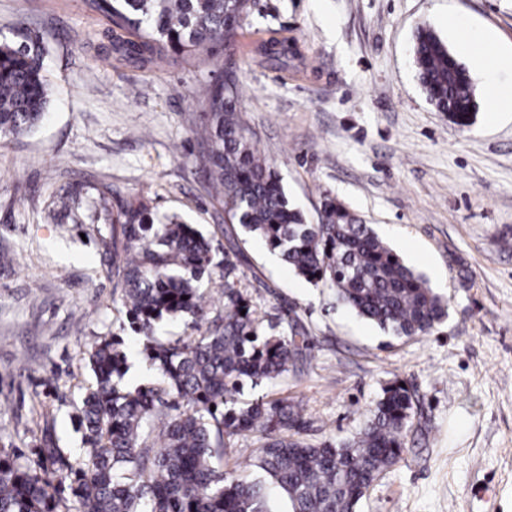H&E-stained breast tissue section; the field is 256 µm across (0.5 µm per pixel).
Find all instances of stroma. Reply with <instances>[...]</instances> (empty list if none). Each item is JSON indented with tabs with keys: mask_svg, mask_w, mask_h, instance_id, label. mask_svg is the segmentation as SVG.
Here are the masks:
<instances>
[{
	"mask_svg": "<svg viewBox=\"0 0 512 512\" xmlns=\"http://www.w3.org/2000/svg\"><path fill=\"white\" fill-rule=\"evenodd\" d=\"M429 26L459 51L476 86L467 127L427 101L413 41ZM43 39L52 92L44 123L0 138V451L32 455L47 430L84 453L73 418L104 336L131 352L129 382L153 374L102 254L120 200L151 197L237 253L260 316L296 317L311 340L284 378L243 397L305 407L312 443L354 435L383 387L403 380L418 405L401 460L358 512H512V66L486 72L461 32L512 52V0H255L236 58L246 135L272 162L290 203L318 223L333 196L448 301L430 334L398 338L297 276L258 236L225 221L193 130L194 90L223 55L143 70L116 64L111 24L87 0H0V38ZM285 29L300 60L254 57L266 28ZM76 208H53L63 194Z\"/></svg>",
	"mask_w": 512,
	"mask_h": 512,
	"instance_id": "35a3bbf8",
	"label": "stroma"
}]
</instances>
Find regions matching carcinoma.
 <instances>
[{
    "instance_id": "1",
    "label": "carcinoma",
    "mask_w": 512,
    "mask_h": 512,
    "mask_svg": "<svg viewBox=\"0 0 512 512\" xmlns=\"http://www.w3.org/2000/svg\"><path fill=\"white\" fill-rule=\"evenodd\" d=\"M112 25L109 52L120 65L149 68L237 48L252 0H90ZM254 55L288 59L282 29ZM46 48L23 32L0 39V138L31 133L43 120L49 89ZM428 100L459 126L478 111L476 88L458 54L432 29L418 28L413 47ZM243 84L228 66L198 93L197 134L205 150L196 165L207 175L232 224L264 239L288 269L332 290L360 318L399 337L431 333L448 319V303L341 202L326 197L318 224L289 203L279 176L246 136ZM108 271L157 373L147 386L122 385L129 370L123 340L104 336L88 351L95 385L82 399L77 426L90 464L77 467L53 432L29 461L0 453V512H356L378 478L399 462L415 416L410 389L389 382L355 435L309 443L300 437L302 407L293 399L239 400L244 384L288 374L307 338L288 323L264 324L240 288L229 254L216 259L210 240L177 216L158 218L141 194L112 216ZM222 285L215 316L200 294L203 277ZM188 299H182V296ZM189 318L195 332L156 336L160 322ZM259 434L252 473L221 465L231 441ZM69 480L51 489L49 476Z\"/></svg>"
}]
</instances>
